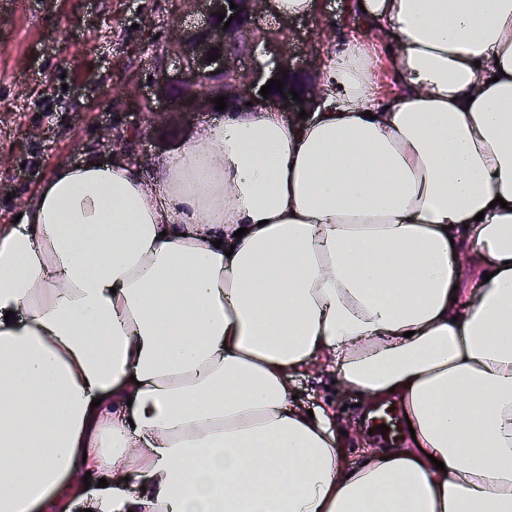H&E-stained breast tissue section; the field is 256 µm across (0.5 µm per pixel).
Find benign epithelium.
<instances>
[{"label":"benign epithelium","instance_id":"benign-epithelium-1","mask_svg":"<svg viewBox=\"0 0 512 512\" xmlns=\"http://www.w3.org/2000/svg\"><path fill=\"white\" fill-rule=\"evenodd\" d=\"M205 4L207 22L205 25L185 32L175 46L180 57L190 56L192 67H181L171 73L164 59L154 63L156 78L151 85L150 97L144 99L147 106L153 101H167L173 104L168 112L160 113L162 125L167 128L183 124L187 117L202 110L213 111L216 104L212 99L227 96L226 110H234L251 102L253 104L268 101L277 105L283 112L297 117L300 110L310 111L315 99L320 97V84L313 80L298 90L299 103L292 99L289 90L293 88L285 83L283 92L263 98L254 94L258 84L259 66L250 68L241 66L239 57L255 43L253 18L262 11V6L270 0H202ZM238 5L237 9L230 4ZM233 17L229 26L219 21L218 14ZM288 35L278 30L264 38V42L273 54L277 72L274 78H283L282 71L293 72L295 65L288 55L281 52ZM220 54V58L208 61L209 55Z\"/></svg>","mask_w":512,"mask_h":512}]
</instances>
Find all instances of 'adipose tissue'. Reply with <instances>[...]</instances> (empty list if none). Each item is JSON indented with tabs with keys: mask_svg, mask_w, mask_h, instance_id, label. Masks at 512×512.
I'll return each instance as SVG.
<instances>
[{
	"mask_svg": "<svg viewBox=\"0 0 512 512\" xmlns=\"http://www.w3.org/2000/svg\"><path fill=\"white\" fill-rule=\"evenodd\" d=\"M361 2L310 120L60 165L0 225V512H512V0ZM323 361L410 447L345 466L289 404Z\"/></svg>",
	"mask_w": 512,
	"mask_h": 512,
	"instance_id": "obj_1",
	"label": "adipose tissue"
}]
</instances>
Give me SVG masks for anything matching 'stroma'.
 Masks as SVG:
<instances>
[{
    "instance_id": "obj_1",
    "label": "stroma",
    "mask_w": 512,
    "mask_h": 512,
    "mask_svg": "<svg viewBox=\"0 0 512 512\" xmlns=\"http://www.w3.org/2000/svg\"><path fill=\"white\" fill-rule=\"evenodd\" d=\"M318 5L287 25L304 81L319 77L329 50L367 29L356 0ZM196 20L185 0H0V224L13 223L58 165L110 157L105 135L124 138L137 129L132 164L152 182L160 157L218 120L206 112L165 130L149 124L141 104L156 58L176 67L170 50L180 29ZM291 392L297 407L332 417L346 465L377 448L360 420L361 395L327 368L296 375Z\"/></svg>"
}]
</instances>
